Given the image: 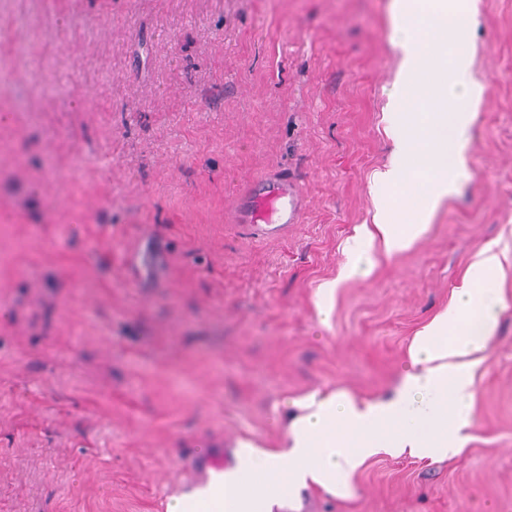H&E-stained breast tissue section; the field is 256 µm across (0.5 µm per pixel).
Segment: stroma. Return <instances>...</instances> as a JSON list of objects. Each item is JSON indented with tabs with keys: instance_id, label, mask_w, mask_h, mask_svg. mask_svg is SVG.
Instances as JSON below:
<instances>
[{
	"instance_id": "stroma-1",
	"label": "stroma",
	"mask_w": 512,
	"mask_h": 512,
	"mask_svg": "<svg viewBox=\"0 0 512 512\" xmlns=\"http://www.w3.org/2000/svg\"><path fill=\"white\" fill-rule=\"evenodd\" d=\"M393 5L0 0V512H160L238 438L274 442L285 401L387 393L487 248L506 307L461 453L378 456L300 512H512V0H478L464 47L469 180L345 279L406 92ZM274 169L300 222L232 223Z\"/></svg>"
}]
</instances>
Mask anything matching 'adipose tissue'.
<instances>
[{
    "instance_id": "adipose-tissue-1",
    "label": "adipose tissue",
    "mask_w": 512,
    "mask_h": 512,
    "mask_svg": "<svg viewBox=\"0 0 512 512\" xmlns=\"http://www.w3.org/2000/svg\"><path fill=\"white\" fill-rule=\"evenodd\" d=\"M475 2L397 0L400 75L420 93L389 108L393 158L372 187L374 222L360 228L344 276L368 274L375 251L409 249L468 177L464 148L475 115L449 109L448 101L460 85L476 100L484 91L469 78L470 57L456 48L475 18ZM448 33L454 46L431 57L430 44ZM497 277L494 255L471 268L465 287L413 337L410 367L389 394L359 400L344 391L308 392L294 411L277 414V447L239 439L235 466L212 474L205 488L172 498L167 512H282L313 487L352 496L358 472L382 453L431 461L459 454L474 423V372L506 307Z\"/></svg>"
}]
</instances>
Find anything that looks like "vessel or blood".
Here are the masks:
<instances>
[{
  "label": "vessel or blood",
  "mask_w": 512,
  "mask_h": 512,
  "mask_svg": "<svg viewBox=\"0 0 512 512\" xmlns=\"http://www.w3.org/2000/svg\"><path fill=\"white\" fill-rule=\"evenodd\" d=\"M261 194L244 193L233 214L237 224H296L305 207L302 185L283 171L274 170L261 178Z\"/></svg>",
  "instance_id": "b4317fda"
}]
</instances>
